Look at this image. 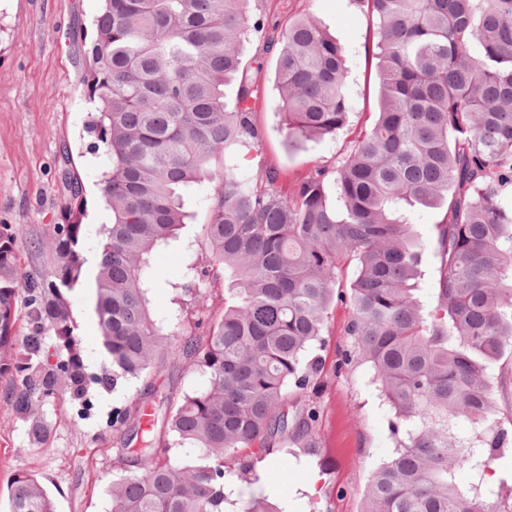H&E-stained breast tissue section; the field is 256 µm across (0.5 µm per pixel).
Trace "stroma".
I'll list each match as a JSON object with an SVG mask.
<instances>
[{
    "label": "stroma",
    "instance_id": "obj_1",
    "mask_svg": "<svg viewBox=\"0 0 512 512\" xmlns=\"http://www.w3.org/2000/svg\"><path fill=\"white\" fill-rule=\"evenodd\" d=\"M103 0H0V225L19 230V248L28 272L47 268L45 256L34 252L32 241L44 238L63 223L69 204L62 172L72 169L84 185L87 226L83 256L94 264L104 224L111 215L105 208L99 183L107 159L97 135L89 128L94 110L88 98L86 48L93 36ZM248 12L263 17L266 28L313 15L345 46L348 80L354 109L347 125L335 136L302 146L290 145L277 116L273 90L274 58L263 51L259 39L247 43L244 58L251 78L264 90L256 120L265 130L263 147L252 153L250 166L273 165L298 180L314 166L333 165L349 154L360 132L369 127L376 108L375 27L365 8L355 0H250ZM208 184L190 187L185 198L195 214L185 239L158 250L153 257L151 293L156 318L170 324L181 317L185 324L220 315L224 282L212 281L204 306H178L175 282L189 257L205 258L202 230L207 220ZM441 211L420 208L412 215L415 231L424 244L418 296L430 303L438 277L435 252ZM94 295L82 286L71 293L76 333L90 371L104 361L96 335ZM348 308L333 304L328 311L323 341L313 344L309 356L321 357L323 370L316 389L290 400L287 413L297 417L315 407L319 442L317 455L293 457L284 449L256 455L255 468L272 494V502L287 512H363L365 493L373 472L398 448L391 431L394 411L373 382L368 364L343 363L350 347L345 334ZM493 419L512 428V356L503 355L493 366ZM202 377L184 361L168 359L150 376L116 391L91 389L86 404L57 401L47 411L50 434L46 444L27 440L22 423L0 397V512H8L7 483L13 473L33 474L47 488L55 512H107L105 487L116 469V438L112 413L127 405L133 393H147V413L159 411L161 398L177 401L184 392L200 388ZM316 493H308L309 483Z\"/></svg>",
    "mask_w": 512,
    "mask_h": 512
}]
</instances>
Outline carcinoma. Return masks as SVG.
I'll return each instance as SVG.
<instances>
[{
  "label": "carcinoma",
  "instance_id": "carcinoma-1",
  "mask_svg": "<svg viewBox=\"0 0 512 512\" xmlns=\"http://www.w3.org/2000/svg\"><path fill=\"white\" fill-rule=\"evenodd\" d=\"M249 0H104L87 52V84L109 165L105 225L93 274L104 372L91 374L70 293L85 279L84 196L35 243L49 267L25 271L18 234L0 226V378L29 440L45 443L44 408L61 394L84 403L92 384L117 389L174 354L205 377L161 419L141 394L115 410L119 473L110 512H224L247 458L295 444L316 448V408L288 425L283 408L306 392L334 300L347 298L345 333L395 409L400 448L373 473L364 512H512L481 488L512 431L492 421L490 371L512 352V0H357L377 25L378 112L349 155L284 185L281 171L244 161L263 146L254 120L260 90L243 61ZM288 142L333 135L353 110L344 46L314 16L264 36ZM208 183L206 263L186 268L175 302L203 305L224 278L223 313L177 347L155 318V252L179 238L191 213L184 191ZM441 209L434 300L417 296L423 245L411 215ZM349 260L350 294L338 273ZM25 316L28 336L16 324ZM51 339L55 354L46 350ZM474 427L473 443L451 425ZM174 448L195 455L179 458ZM467 471L470 490L457 475ZM9 512H55L37 477L8 484ZM237 512H273L251 495Z\"/></svg>",
  "mask_w": 512,
  "mask_h": 512
}]
</instances>
